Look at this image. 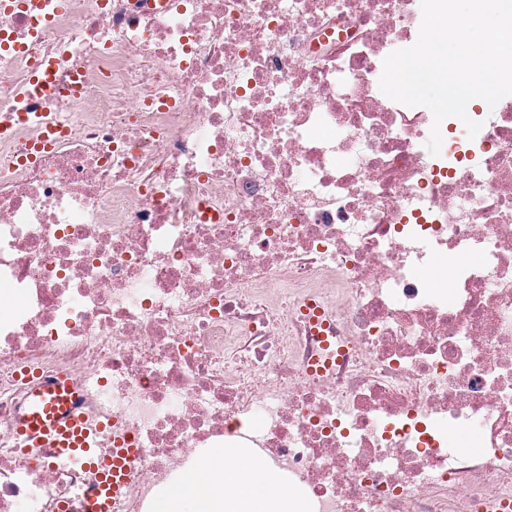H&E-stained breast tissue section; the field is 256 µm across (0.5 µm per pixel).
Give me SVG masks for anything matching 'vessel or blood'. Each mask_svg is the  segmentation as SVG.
<instances>
[{
    "label": "vessel or blood",
    "instance_id": "b4317fda",
    "mask_svg": "<svg viewBox=\"0 0 512 512\" xmlns=\"http://www.w3.org/2000/svg\"><path fill=\"white\" fill-rule=\"evenodd\" d=\"M16 435L24 447L48 448L71 468L96 471L97 483L83 497V512H112L139 455L123 438L111 455L98 454V430L80 411L76 390L64 378L35 388L27 412L18 420Z\"/></svg>",
    "mask_w": 512,
    "mask_h": 512
}]
</instances>
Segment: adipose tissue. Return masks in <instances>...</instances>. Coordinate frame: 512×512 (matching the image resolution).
<instances>
[{"label": "adipose tissue", "instance_id": "adipose-tissue-1", "mask_svg": "<svg viewBox=\"0 0 512 512\" xmlns=\"http://www.w3.org/2000/svg\"><path fill=\"white\" fill-rule=\"evenodd\" d=\"M295 490L242 451L213 449L205 466L187 471L157 495L154 512H302Z\"/></svg>", "mask_w": 512, "mask_h": 512}]
</instances>
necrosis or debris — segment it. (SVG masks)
Instances as JSON below:
<instances>
[{"mask_svg": "<svg viewBox=\"0 0 512 512\" xmlns=\"http://www.w3.org/2000/svg\"><path fill=\"white\" fill-rule=\"evenodd\" d=\"M420 0L0 6V512L95 480L23 447L39 380L140 448L116 512L243 448L307 512L512 499V95L387 97ZM52 68L56 94L33 74ZM318 303L321 324L303 315Z\"/></svg>", "mask_w": 512, "mask_h": 512, "instance_id": "4bbe7bcc", "label": "necrosis or debris"}]
</instances>
